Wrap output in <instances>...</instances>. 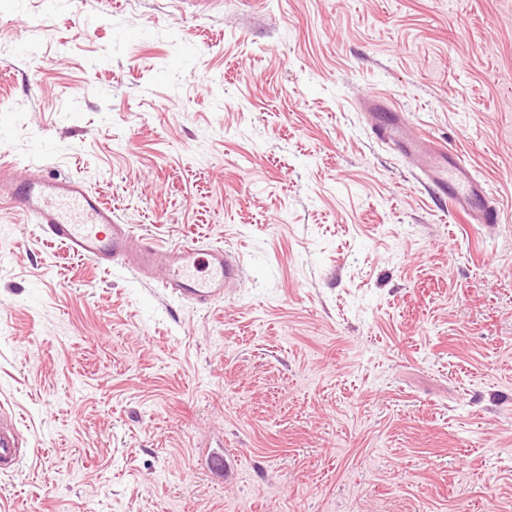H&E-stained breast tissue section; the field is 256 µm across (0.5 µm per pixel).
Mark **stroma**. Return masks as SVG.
Here are the masks:
<instances>
[{"label": "stroma", "mask_w": 512, "mask_h": 512, "mask_svg": "<svg viewBox=\"0 0 512 512\" xmlns=\"http://www.w3.org/2000/svg\"><path fill=\"white\" fill-rule=\"evenodd\" d=\"M0 144L244 264L204 310L0 206V512H512V0H0ZM358 109L374 140L399 154L428 191L448 200L453 212L466 223H501L497 203L461 155L440 146L427 134L408 135L405 112H398L378 95L358 99ZM21 434L11 414L0 408V474L15 471L25 453Z\"/></svg>", "instance_id": "obj_1"}]
</instances>
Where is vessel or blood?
Wrapping results in <instances>:
<instances>
[{"instance_id":"b4317fda","label":"vessel or blood","mask_w":512,"mask_h":512,"mask_svg":"<svg viewBox=\"0 0 512 512\" xmlns=\"http://www.w3.org/2000/svg\"><path fill=\"white\" fill-rule=\"evenodd\" d=\"M358 109L374 140L399 154L428 191L448 200L466 223H500L496 202L461 155L428 135H408L405 113L378 95L360 98ZM0 200L15 215L40 225L49 239L98 267L120 265L144 278L164 270L163 288L181 301L209 306L223 299L228 284L242 278L240 258L226 248L165 246L148 237L132 244L129 225L120 223L111 207L73 176L37 173L20 181L12 164L0 162ZM23 456L16 423L0 409V474L15 471Z\"/></svg>"}]
</instances>
